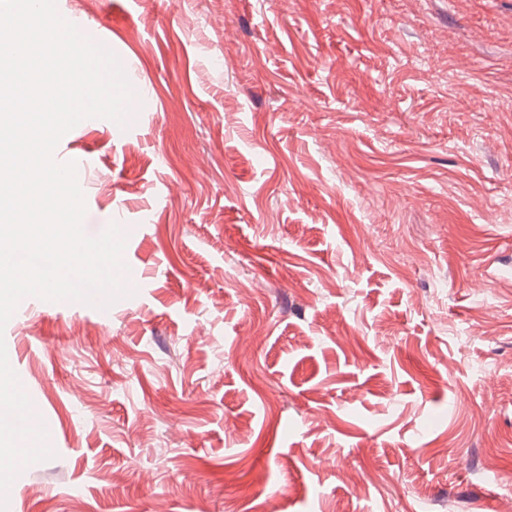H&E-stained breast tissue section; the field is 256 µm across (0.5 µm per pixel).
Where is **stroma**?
<instances>
[{"instance_id":"stroma-1","label":"stroma","mask_w":512,"mask_h":512,"mask_svg":"<svg viewBox=\"0 0 512 512\" xmlns=\"http://www.w3.org/2000/svg\"><path fill=\"white\" fill-rule=\"evenodd\" d=\"M154 104L79 123L135 293L6 336L8 512H507L512 0H64Z\"/></svg>"}]
</instances>
